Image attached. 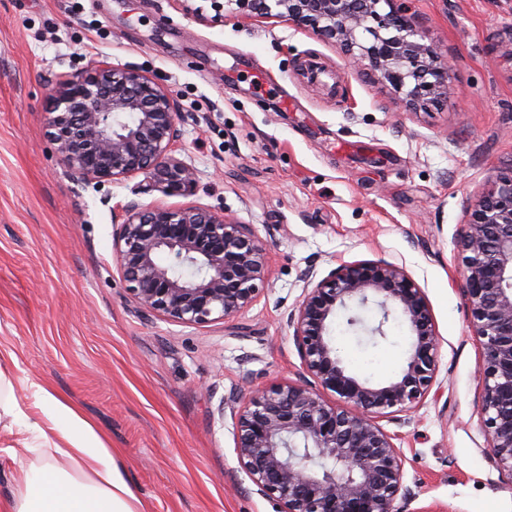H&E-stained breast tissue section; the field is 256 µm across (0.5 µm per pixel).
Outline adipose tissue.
Returning <instances> with one entry per match:
<instances>
[{"label": "adipose tissue", "mask_w": 512, "mask_h": 512, "mask_svg": "<svg viewBox=\"0 0 512 512\" xmlns=\"http://www.w3.org/2000/svg\"><path fill=\"white\" fill-rule=\"evenodd\" d=\"M0 354V430L21 438L16 479L0 512H145L111 448L77 412L43 387L19 404Z\"/></svg>", "instance_id": "1"}]
</instances>
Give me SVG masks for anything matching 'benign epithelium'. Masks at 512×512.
I'll list each match as a JSON object with an SVG mask.
<instances>
[{"label": "benign epithelium", "mask_w": 512, "mask_h": 512, "mask_svg": "<svg viewBox=\"0 0 512 512\" xmlns=\"http://www.w3.org/2000/svg\"><path fill=\"white\" fill-rule=\"evenodd\" d=\"M241 18H277L338 44L374 72L407 107L428 108L456 93L451 60L422 42L398 0H225ZM173 94L148 72L99 64L60 80L48 117L50 138L73 179L84 184L137 175L145 190L183 195L196 171L175 156L180 142ZM113 230L119 275L136 307L202 326L248 308L269 287L268 245L250 225L194 205L122 206ZM474 336L481 345L479 401L499 477L512 483V168L490 175L468 208L460 240ZM374 303L408 324L409 356L400 373L372 384L343 364L330 337L351 302ZM304 378L237 397L238 463L278 512H398L402 455L376 418L403 412L429 395L439 338L422 289L384 261L343 262L307 279L288 314ZM330 395L329 401L325 395Z\"/></svg>", "instance_id": "1"}]
</instances>
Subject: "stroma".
I'll list each match as a JSON object with an SVG mask.
<instances>
[{
    "instance_id": "stroma-1",
    "label": "stroma",
    "mask_w": 512,
    "mask_h": 512,
    "mask_svg": "<svg viewBox=\"0 0 512 512\" xmlns=\"http://www.w3.org/2000/svg\"><path fill=\"white\" fill-rule=\"evenodd\" d=\"M452 60L457 95L412 110L337 45L277 19L217 17L211 0H0V352L118 455L147 512H276L235 452L245 385L303 375L288 314L304 274L386 261L423 290L440 337L434 394L377 420L402 453L398 512H512L479 411L481 346L460 292L467 204L512 167V0H409ZM150 72L187 120V195L138 175L73 180L48 136L52 88L99 63ZM195 204L269 243L270 286L203 326L136 312L112 249L119 208ZM331 337L372 381L404 366L409 329L352 308ZM383 324V336L370 333Z\"/></svg>"
}]
</instances>
